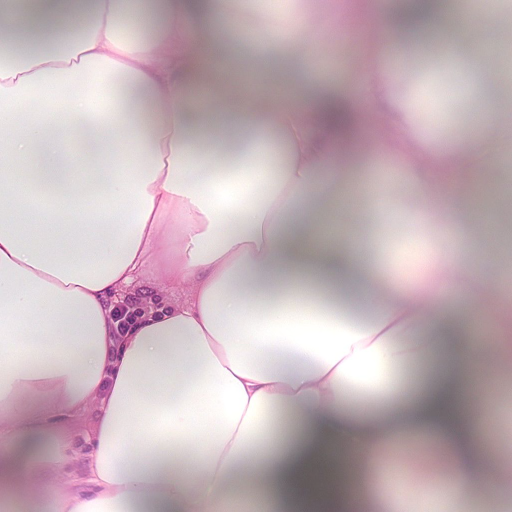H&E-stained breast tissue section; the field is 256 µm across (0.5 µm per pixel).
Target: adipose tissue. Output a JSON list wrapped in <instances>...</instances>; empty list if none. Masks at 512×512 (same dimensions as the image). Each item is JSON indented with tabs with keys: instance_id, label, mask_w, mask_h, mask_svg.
I'll return each instance as SVG.
<instances>
[{
	"instance_id": "ef3b65f1",
	"label": "adipose tissue",
	"mask_w": 512,
	"mask_h": 512,
	"mask_svg": "<svg viewBox=\"0 0 512 512\" xmlns=\"http://www.w3.org/2000/svg\"><path fill=\"white\" fill-rule=\"evenodd\" d=\"M0 512H437L416 491L380 497L385 456L411 440L460 456V512L512 499L497 478L512 419H475L463 396L485 340L486 282L449 238L485 224L432 199V177L473 170L512 144L490 43L453 34L481 92L476 133L423 120L414 58L367 81L384 148L419 205L393 223L421 274L378 297L389 259L336 214L328 83L282 81L277 59L235 65L226 0H0ZM389 57L407 26L374 12ZM155 25L148 37L124 29ZM316 8L267 14L327 30ZM190 289L114 336L112 310L143 278ZM465 286L470 340L445 300ZM96 406L91 452L67 421Z\"/></svg>"
}]
</instances>
